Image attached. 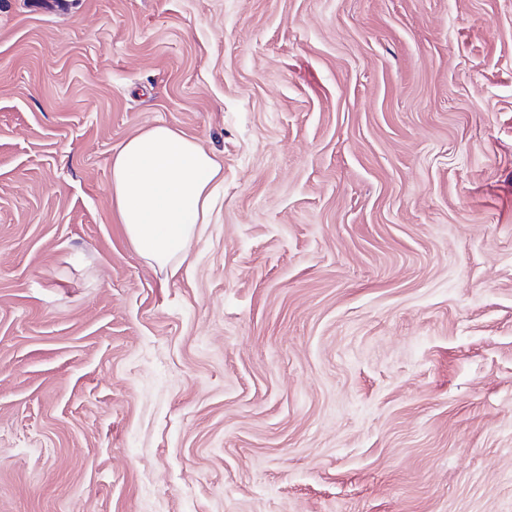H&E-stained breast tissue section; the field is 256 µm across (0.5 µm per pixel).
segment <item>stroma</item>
Returning <instances> with one entry per match:
<instances>
[{"label": "stroma", "instance_id": "1", "mask_svg": "<svg viewBox=\"0 0 512 512\" xmlns=\"http://www.w3.org/2000/svg\"><path fill=\"white\" fill-rule=\"evenodd\" d=\"M0 0V512H512V0ZM224 164L164 279L111 161Z\"/></svg>", "mask_w": 512, "mask_h": 512}]
</instances>
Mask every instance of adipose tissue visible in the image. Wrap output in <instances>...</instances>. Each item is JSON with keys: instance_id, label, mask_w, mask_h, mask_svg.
Here are the masks:
<instances>
[{"instance_id": "1", "label": "adipose tissue", "mask_w": 512, "mask_h": 512, "mask_svg": "<svg viewBox=\"0 0 512 512\" xmlns=\"http://www.w3.org/2000/svg\"><path fill=\"white\" fill-rule=\"evenodd\" d=\"M112 206L131 245L167 277H176L192 241L210 223L221 160L197 139L153 125L113 154Z\"/></svg>"}]
</instances>
